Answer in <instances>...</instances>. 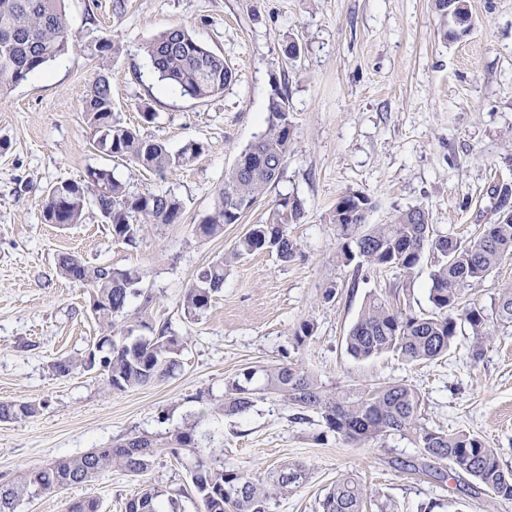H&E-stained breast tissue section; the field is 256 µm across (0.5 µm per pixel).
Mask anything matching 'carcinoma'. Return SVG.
Masks as SVG:
<instances>
[{
	"mask_svg": "<svg viewBox=\"0 0 512 512\" xmlns=\"http://www.w3.org/2000/svg\"><path fill=\"white\" fill-rule=\"evenodd\" d=\"M64 2L0 0V90L24 82L31 73L76 46ZM434 7L443 38H454L471 26L469 0H434ZM145 51L158 80L192 100L216 96L235 79L223 55L199 44L179 26L160 32L146 44ZM85 112L91 126L104 135L109 154L146 169H176L203 152L199 142L171 152L119 125L112 115V88L103 75L90 85ZM290 147L288 98L277 90L269 99L265 131L225 174L218 204L199 225V234L212 237L223 232L224 225L238 223L279 179ZM494 196L495 220L469 240L430 234L429 213L423 207L401 211L386 224H367V196L349 193L336 203L330 223L336 225L342 262H354L359 269L367 264L410 273L424 250L434 256L428 295L431 312L407 314L380 297L369 298L345 337L351 356L367 359L393 353L407 362H430L448 353L462 323L478 340L491 335L492 318L502 327H512V286L501 289L490 316L481 307L462 305L466 289L512 254V187L502 185L494 189ZM92 198L111 227L112 240L127 245L136 244L156 224L177 223L182 211L180 200L174 196L132 194L111 171L95 168L88 170L81 182L60 181L49 188L42 205L44 223H80ZM303 214L299 198L279 199L264 221L237 239L230 254L200 269L195 283L182 295L185 314L194 317L209 308L213 295L224 285L226 267L241 257L271 250L282 262L291 261L297 244L288 236V225L298 223ZM57 269L62 277L92 290L91 313L109 329L130 299L139 295L136 285L141 275L136 270L88 265L73 254L60 255ZM182 349V339L163 329L156 336H135L128 329L118 336H104L100 360L90 355L83 364L91 367L99 362L106 384L114 391H126L173 374ZM259 394H273L289 404L297 423H309V413L318 414L325 428L347 443L362 444L390 433L413 434L425 462L411 465L412 471L439 479L441 473L434 464L446 460L459 477L477 481L498 498L512 500V470L502 466L498 450L464 431L447 433L429 428L422 422L420 394L406 384L381 382L358 390L328 392L313 372L296 363L247 367L225 385L224 412L251 410ZM36 412L37 407L27 402H0V421L30 417ZM166 448L175 457L183 450L191 453L186 470L201 512H269L271 499L288 494L309 475L305 465L291 463L262 477H251L199 447L194 424L177 429ZM157 451V443L149 436L133 434L93 453L52 465L27 466L14 479L0 483V512H16L19 502L36 486L54 492L89 482L112 468L141 477ZM366 499L365 487L346 473L336 479L319 508L320 512H364ZM125 512H177L176 501L166 506L160 494L149 488L130 499Z\"/></svg>",
	"mask_w": 512,
	"mask_h": 512,
	"instance_id": "carcinoma-1",
	"label": "carcinoma"
}]
</instances>
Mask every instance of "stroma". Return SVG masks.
I'll return each mask as SVG.
<instances>
[{"mask_svg": "<svg viewBox=\"0 0 512 512\" xmlns=\"http://www.w3.org/2000/svg\"><path fill=\"white\" fill-rule=\"evenodd\" d=\"M65 7L76 48L0 92V402L38 408L34 416L0 421V483L28 465L77 457L129 434L162 442L194 422L202 447L223 450L249 474L290 462L309 469L307 482L271 500V512H319L345 472L365 486V512H421L436 497L437 512H512V502L470 480H449L443 491L400 468L420 454L414 436L347 444L323 436L318 421L292 422L291 409L272 395L242 414L222 410L227 381L244 368L282 361L302 364L330 390L404 383L420 392L428 427L480 436L512 469V327H496L477 360L466 329L434 362L353 358L344 338L370 295L412 314L429 310L433 256L423 252L409 273L359 270L338 260L329 222L351 192L371 199L370 224L421 206L435 233L467 239L493 221V186L512 185V0H471L473 25L453 41L440 35L433 0H66ZM176 25L233 67L223 93L196 101L153 78L144 46ZM101 37L113 45L104 58L89 49ZM293 39L301 52L291 60L284 49ZM98 72L110 79L121 124L170 151L195 141L203 153L155 172L96 149L84 99ZM277 88L288 96L292 122L280 179L239 223L199 236L225 172L265 130ZM147 108L156 114L150 123L141 117ZM92 168L112 170L132 193L177 197L178 223L154 226L132 246L113 241L91 203L81 223H44L46 190ZM285 195L304 202L300 223L288 227L294 258L285 263L267 251L237 260L209 309L187 318L181 297L198 270L229 253ZM65 253L140 271V294L115 329L137 325L150 336L165 328L183 338L173 375L120 392L96 367L65 377L53 372L57 359L87 357L101 334L89 289L57 271ZM510 285L508 256L465 298L489 309ZM305 321L314 334L299 347L292 336ZM148 486L178 499L181 512L200 510L187 471L162 449L144 476L113 469L24 499L18 512H68L83 498L97 499L101 512H125Z\"/></svg>", "mask_w": 512, "mask_h": 512, "instance_id": "obj_1", "label": "stroma"}]
</instances>
